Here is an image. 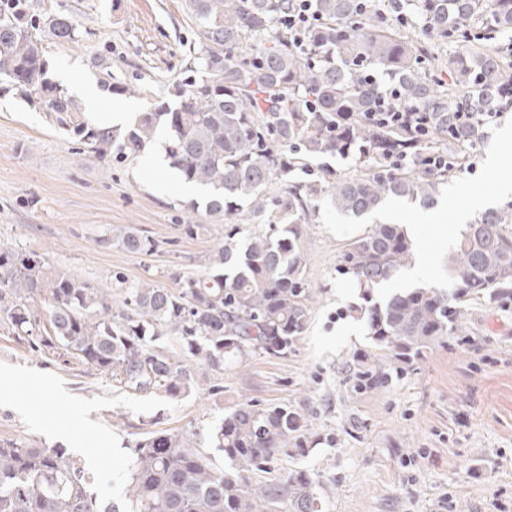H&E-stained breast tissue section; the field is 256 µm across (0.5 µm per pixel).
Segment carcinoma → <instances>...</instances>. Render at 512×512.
<instances>
[{"mask_svg": "<svg viewBox=\"0 0 512 512\" xmlns=\"http://www.w3.org/2000/svg\"><path fill=\"white\" fill-rule=\"evenodd\" d=\"M410 2L423 20L418 36L385 0H313L318 21L299 44L280 24L293 0H184L199 42L189 75L121 131L90 123L45 57V39H76L75 21L37 12L31 0H0V97L44 113L101 161L135 156L162 131L169 166L206 188V215L231 222L247 213L266 225L244 243L229 232L202 276L175 288H127L119 308L110 289L57 272L37 253L0 247V324L30 351L73 357L140 396L187 397L196 367L220 371L254 350L287 357L309 325L302 225L315 223L324 203L350 218L389 197L434 204L448 170L428 168L424 157L479 135L477 126L455 127L454 113L512 104V50L498 48L512 33V0ZM447 42L461 51L446 61ZM99 83L133 94L110 71ZM391 91L395 106L430 113L427 133L369 118ZM324 156L356 158L360 167L311 169ZM117 241L133 253L156 249L135 227ZM413 261L404 227L376 221L346 244L338 266L362 292L366 305L354 312L370 346L402 369L461 336L471 303L512 304V202L460 234L447 287L374 299ZM169 332L178 355L163 346ZM357 363L355 392L386 382L368 352ZM209 446L224 453V467ZM209 446L183 432L146 433L130 448L121 511L93 491L66 449L0 440V512H322L318 472L273 467L311 452L307 419L290 405L237 404Z\"/></svg>", "mask_w": 512, "mask_h": 512, "instance_id": "1", "label": "carcinoma"}]
</instances>
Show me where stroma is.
I'll use <instances>...</instances> for the list:
<instances>
[{
  "label": "stroma",
  "mask_w": 512,
  "mask_h": 512,
  "mask_svg": "<svg viewBox=\"0 0 512 512\" xmlns=\"http://www.w3.org/2000/svg\"><path fill=\"white\" fill-rule=\"evenodd\" d=\"M39 9L73 17L79 37L48 40L44 52L57 81L100 78L112 70L133 86L121 96L131 114L165 95L185 76L194 23L183 0H37ZM512 130V110L489 123L466 148L471 168L449 173L434 210L446 224L464 223L472 199L482 208L512 202V154L490 166L495 138ZM144 159L99 162L65 140L43 113L0 98V247L40 253L53 270L112 287L120 303L128 285L149 278L175 287L195 276L224 242L229 225L211 218L207 234L181 231L191 196L144 172ZM402 224L427 243L430 266L418 285H446V240L418 223L419 203L389 198ZM133 226L155 240L148 255L100 246ZM363 220L320 213L303 227L312 289L309 328L293 353L250 354L241 364L196 370L191 396L169 400L132 395L79 362L30 352L0 326V439L60 445L85 465L95 492L121 502L128 447L147 430L187 431L207 440L225 410L251 400L291 405L305 415L315 446L306 467L322 476L324 512H512V307L471 305L469 344L451 337L400 370L377 363L384 387L355 393V357L369 342L351 311L358 301L337 273L340 253ZM122 282H115V275ZM222 386L221 395L211 393Z\"/></svg>",
  "instance_id": "1"
}]
</instances>
